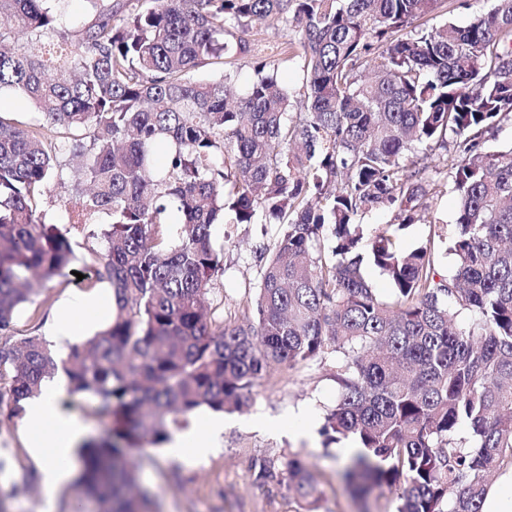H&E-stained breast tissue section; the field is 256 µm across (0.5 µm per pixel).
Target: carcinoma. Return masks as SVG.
I'll use <instances>...</instances> for the list:
<instances>
[{"label":"carcinoma","mask_w":512,"mask_h":512,"mask_svg":"<svg viewBox=\"0 0 512 512\" xmlns=\"http://www.w3.org/2000/svg\"><path fill=\"white\" fill-rule=\"evenodd\" d=\"M51 2L0 0V96L40 115L23 126L0 111V412L21 416L64 374L112 421L109 438L82 442L81 482L102 512H142L130 449L167 441L202 406L241 409L273 364L331 357L340 394L320 432L355 441L344 479L357 498L385 486L398 512H485L490 477L512 467V146L487 147L512 116V0L438 27L419 20L443 0H88L74 30ZM267 20L294 38L279 62H252L238 93L248 35ZM295 57L292 85L280 64ZM56 133L86 185L72 227L110 217L106 253L83 270L113 298L110 323L60 362L13 331L35 303L30 279L77 261L70 230L37 211L62 180ZM449 137L454 268L382 233L366 258L391 284L384 298L364 277L357 217L395 208L404 224L436 223L427 149ZM258 207L287 229L260 249L253 316L218 323L204 306L224 273L210 227L250 224ZM286 468L299 506L315 503L306 464Z\"/></svg>","instance_id":"cac0c4a2"}]
</instances>
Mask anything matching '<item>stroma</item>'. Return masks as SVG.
Masks as SVG:
<instances>
[{"instance_id":"stroma-1","label":"stroma","mask_w":512,"mask_h":512,"mask_svg":"<svg viewBox=\"0 0 512 512\" xmlns=\"http://www.w3.org/2000/svg\"><path fill=\"white\" fill-rule=\"evenodd\" d=\"M63 183L51 184L41 208L48 222L68 226V203L80 188L76 160L70 152L60 156ZM363 238L360 253H367L379 233L392 234L400 251L430 244L441 270H450L452 260L446 245L434 238V226L415 223L401 226L397 212L370 210L360 218ZM280 225L270 223L264 211H256L248 224H215L211 240L225 253L224 274L216 289L224 300L219 313L225 323L234 324L249 317L260 278L256 249L274 244ZM87 281L75 275L54 278L34 303L15 317V333L44 335L45 327L59 302L74 292L89 291ZM339 394L329 366L312 362L289 369L271 367L252 392L242 411L224 416L223 444L204 462L187 466L170 460L165 445H147L129 454L128 464L137 471L140 486L161 505V512H296L298 505L288 490L285 462L290 455H301L314 474L321 493L317 512H396V494L383 488L367 500L355 498L346 486L341 470L340 445L324 446L320 434L323 413L335 405ZM311 413L308 438L294 439L285 427L286 419ZM24 419L0 422V460L6 468L0 482L10 483L29 475L17 495L7 500L8 512H42V490L36 468L29 457ZM266 477H259V470Z\"/></svg>"}]
</instances>
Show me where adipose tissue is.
<instances>
[{
    "label": "adipose tissue",
    "mask_w": 512,
    "mask_h": 512,
    "mask_svg": "<svg viewBox=\"0 0 512 512\" xmlns=\"http://www.w3.org/2000/svg\"><path fill=\"white\" fill-rule=\"evenodd\" d=\"M111 306V298L104 293H81L66 299L47 334L60 347L81 343ZM63 391V380L44 382L40 395L29 399L26 406V425L31 432L29 455L41 471V485L51 505L68 479L77 447L86 436L83 423L61 409ZM223 433V418L210 417L200 430L177 435L167 454L187 465L199 463L220 447Z\"/></svg>",
    "instance_id": "adipose-tissue-1"
}]
</instances>
